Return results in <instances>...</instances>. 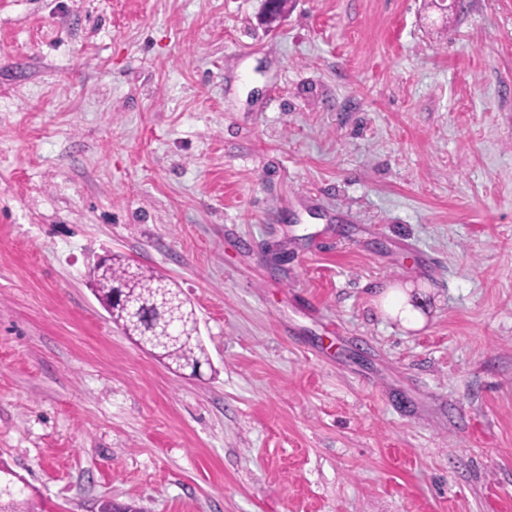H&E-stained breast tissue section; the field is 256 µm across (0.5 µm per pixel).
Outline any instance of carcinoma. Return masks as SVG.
<instances>
[{
    "mask_svg": "<svg viewBox=\"0 0 512 512\" xmlns=\"http://www.w3.org/2000/svg\"><path fill=\"white\" fill-rule=\"evenodd\" d=\"M94 292L110 320L139 344L147 342L152 333L156 311V293L162 291L175 302L188 305L180 290L166 277L146 271L113 255L93 272ZM170 338L155 340L161 360L175 367L197 368L208 361L202 340L196 334L195 321L181 315L166 321ZM0 512H41L39 505L25 494L15 474L0 468Z\"/></svg>",
    "mask_w": 512,
    "mask_h": 512,
    "instance_id": "carcinoma-1",
    "label": "carcinoma"
}]
</instances>
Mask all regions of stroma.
<instances>
[{
	"label": "stroma",
	"instance_id": "obj_1",
	"mask_svg": "<svg viewBox=\"0 0 512 512\" xmlns=\"http://www.w3.org/2000/svg\"><path fill=\"white\" fill-rule=\"evenodd\" d=\"M263 3L0 0V463L42 512H512V0ZM103 261L101 268L96 266L92 273L94 292L116 326L128 336L133 337L139 345L147 341H155V346L161 347L156 352L161 357L158 359L168 365H175V368L188 366L195 370L202 362L208 361L206 349L201 338L196 334L195 319L189 321L181 315L171 316L165 322L171 334L170 339L160 340L156 336L152 339L148 337L152 334L156 318L154 301L158 297L148 290L167 293L178 305L189 307L194 315L192 307L178 288H174L166 277L146 271L140 266L133 265L130 260H123L117 255H112ZM96 269H98L97 272ZM119 283H123L126 288L125 291L117 288L118 296L123 297L126 292L131 305L138 309V316L132 318L124 308L117 306L119 302L115 305L112 303L113 286ZM383 309L393 316H398L406 324H415L422 318L421 312L404 294H396L393 289L382 294Z\"/></svg>",
	"mask_w": 512,
	"mask_h": 512
}]
</instances>
